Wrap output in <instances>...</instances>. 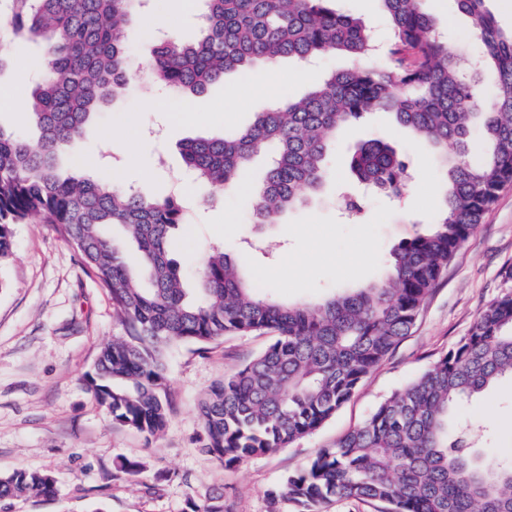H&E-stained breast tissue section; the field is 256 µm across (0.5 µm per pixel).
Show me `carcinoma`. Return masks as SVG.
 Instances as JSON below:
<instances>
[{
	"label": "carcinoma",
	"instance_id": "carcinoma-1",
	"mask_svg": "<svg viewBox=\"0 0 512 512\" xmlns=\"http://www.w3.org/2000/svg\"><path fill=\"white\" fill-rule=\"evenodd\" d=\"M6 2L13 34L43 38L45 53L29 102L38 138L0 130V263L12 254L14 226L32 216L69 239L128 333L100 349L86 381L113 421L148 437L163 431L172 409L165 374L172 347L275 333L198 402L204 450L226 467L286 448L331 419L408 335L447 264L512 184V32L500 29L486 0H456L478 45L481 68L474 69L449 49L422 0H375L391 25L384 65L326 74L305 97L264 108L244 128L183 143V160L197 180L222 191L237 185L254 155L271 154L252 217L276 224L329 178L336 133L383 110L435 151L445 190L431 230L392 250L385 277L315 304L257 291L239 260L216 247L191 299L169 256L171 232L186 221L182 197L148 198L106 180L64 178L58 169L91 117L128 86L126 29L144 0ZM331 2L205 0L202 36L151 43L145 66L156 81L196 97L228 71L271 68L284 57L305 63L369 53L371 30ZM486 66L496 73L488 98L480 92ZM477 130L489 156L475 165L469 154ZM350 168L387 194L408 186L405 158L379 138L361 143ZM105 224L121 226L136 246L140 271L101 233ZM504 377L512 378V290L490 302L431 368L270 497L292 500L302 512H319L332 499L372 503L378 512H512V458L490 462L466 437L450 438L459 401ZM56 494L49 473L0 475V502ZM190 512H224L223 496L192 501Z\"/></svg>",
	"mask_w": 512,
	"mask_h": 512
}]
</instances>
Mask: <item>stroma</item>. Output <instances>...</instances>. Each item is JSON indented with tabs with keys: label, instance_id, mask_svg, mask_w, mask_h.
Listing matches in <instances>:
<instances>
[{
	"label": "stroma",
	"instance_id": "35a3bbf8",
	"mask_svg": "<svg viewBox=\"0 0 512 512\" xmlns=\"http://www.w3.org/2000/svg\"><path fill=\"white\" fill-rule=\"evenodd\" d=\"M336 6L370 24L375 48L369 64L382 65L390 25L375 0H337ZM423 7L461 55L477 58L471 23L453 0H424ZM144 12L169 15L180 37L200 34L201 0H148ZM149 42V28L132 25V81L87 124L59 167L66 175L109 180L149 196L184 191L195 204L194 215L174 232L170 252L185 287H196L211 246L220 245L244 257L258 287L290 303H315L380 278L391 249L433 221L442 184L433 156L380 113L337 134L323 193L290 210L280 223H251L264 161L245 172L237 188L214 197L187 171L179 145L246 127L267 104L304 96L309 86L294 77L298 62L281 60L275 73L244 97L237 90L246 80L233 72L203 96L187 98L146 74ZM13 73L10 67L0 71V130L31 137L30 90L16 83ZM371 137L407 157L410 185L394 200L361 190L364 208L354 219L340 207L350 189L348 158ZM509 270L512 184L448 263L410 334L333 418L289 447L227 468L202 451L197 404L225 373L262 352L271 333L227 336L203 350L193 344L172 348L166 376L175 409L160 435L146 439L114 423L85 381L100 346L124 333L108 291L54 225L39 217L15 225L13 253L0 264V475L19 468L47 471L60 492L54 499L0 502V512H189V501L203 502L213 491L223 493L227 512H299L294 502L271 501L269 490L431 367L485 306L512 286L505 280ZM458 418L485 426L484 449L512 452V379L463 402ZM125 458L144 461L145 470L134 477L119 472L116 463Z\"/></svg>",
	"mask_w": 512,
	"mask_h": 512
}]
</instances>
